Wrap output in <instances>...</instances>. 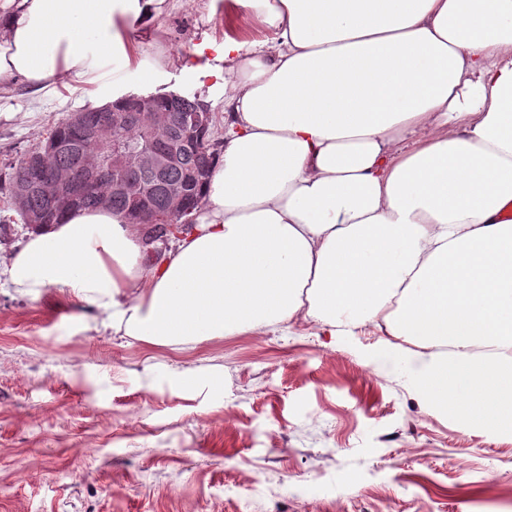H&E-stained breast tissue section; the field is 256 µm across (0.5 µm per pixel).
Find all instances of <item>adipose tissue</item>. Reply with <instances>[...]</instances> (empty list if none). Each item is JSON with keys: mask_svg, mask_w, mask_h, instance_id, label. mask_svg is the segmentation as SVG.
Here are the masks:
<instances>
[{"mask_svg": "<svg viewBox=\"0 0 512 512\" xmlns=\"http://www.w3.org/2000/svg\"><path fill=\"white\" fill-rule=\"evenodd\" d=\"M275 32L178 55L226 102L192 229L155 246L109 209L0 245V288L90 302L155 348L314 322L368 326L427 406L512 437V0H233ZM169 0H0V91L156 81L131 28Z\"/></svg>", "mask_w": 512, "mask_h": 512, "instance_id": "obj_1", "label": "adipose tissue"}]
</instances>
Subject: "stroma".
<instances>
[{"mask_svg":"<svg viewBox=\"0 0 512 512\" xmlns=\"http://www.w3.org/2000/svg\"><path fill=\"white\" fill-rule=\"evenodd\" d=\"M229 0H173L141 57L273 33ZM82 90L0 92V162ZM87 301L0 290V512H512V438L430 411L377 332L306 323L192 351L86 328Z\"/></svg>","mask_w":512,"mask_h":512,"instance_id":"obj_1","label":"stroma"}]
</instances>
